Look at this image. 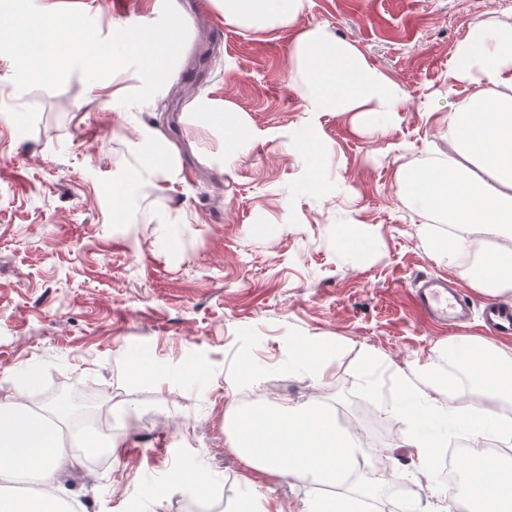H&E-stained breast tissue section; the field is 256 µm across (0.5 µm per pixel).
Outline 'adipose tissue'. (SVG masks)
Returning a JSON list of instances; mask_svg holds the SVG:
<instances>
[{
  "label": "adipose tissue",
  "instance_id": "ef3b65f1",
  "mask_svg": "<svg viewBox=\"0 0 512 512\" xmlns=\"http://www.w3.org/2000/svg\"><path fill=\"white\" fill-rule=\"evenodd\" d=\"M225 22L249 28L292 26L303 0H213ZM291 61L306 78V109L310 112H354L366 124L377 114L397 112L402 96L397 86L372 66L350 43L329 38L324 27L301 33ZM455 73L472 91L447 114L451 157L400 172L405 195L439 214L452 235L433 240L432 251L454 256L473 225L480 224L497 242L480 255L473 285L498 298L512 293V23L489 24L477 18L456 47ZM195 110L224 130V154L232 156L250 144V127L226 104L200 99ZM136 146L157 188L171 189L181 179L178 147L154 127L136 128ZM457 358L471 357V382L487 405L448 409L419 397L406 374H398L403 401L397 415L413 429L406 442L421 471L435 463L436 440L453 422L472 440L496 438L512 447V423L501 419L493 402L512 397V349L487 344L453 345ZM69 464L60 448V430L21 397L0 401V512H56L57 475ZM468 480L456 496L464 512H512V465L496 457L464 462ZM36 477L45 487L38 500L12 490L13 483Z\"/></svg>",
  "mask_w": 512,
  "mask_h": 512
}]
</instances>
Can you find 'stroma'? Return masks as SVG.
<instances>
[{
  "instance_id": "obj_1",
  "label": "stroma",
  "mask_w": 512,
  "mask_h": 512,
  "mask_svg": "<svg viewBox=\"0 0 512 512\" xmlns=\"http://www.w3.org/2000/svg\"><path fill=\"white\" fill-rule=\"evenodd\" d=\"M62 2L106 38L154 0ZM189 6L198 15L179 66L133 107L112 101L136 86L133 70L21 93L0 54V371L43 409L56 390L87 392L124 439L107 466L78 455L58 483L65 512H235L249 487L303 512L323 484L258 474L224 429L250 392L332 405L362 445L356 477L412 494L419 512H451L441 464L462 434L449 429L437 468L419 472L404 446L411 425L393 412L394 374L432 367L425 394L478 406L448 344L485 339L488 298L466 254H433L449 226L403 193L398 172L448 155L441 119L471 91L454 76L455 48L474 18L512 22V0H304L293 26L262 31L225 24L213 0ZM317 25L400 88L385 137L351 112L306 111L290 50ZM199 97L245 115L252 143L225 158L223 130L190 110ZM142 124L181 149L170 191L155 189L134 148ZM309 125L329 146L319 186L291 145ZM352 231L369 254L342 245ZM430 276L467 296L466 327L432 326L416 310L411 291ZM311 340L325 351L318 377L298 353ZM139 359L154 381L134 380ZM181 472L210 484L174 483Z\"/></svg>"
}]
</instances>
